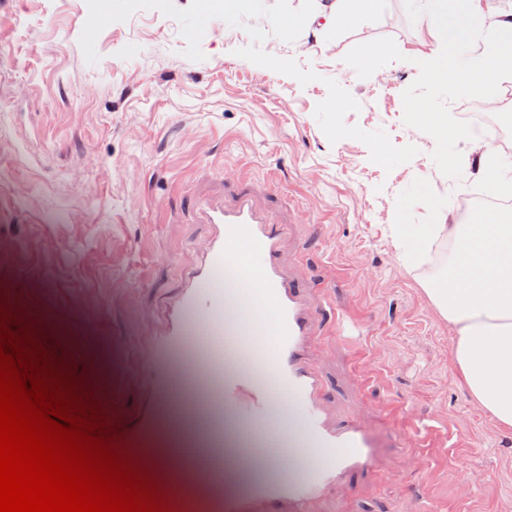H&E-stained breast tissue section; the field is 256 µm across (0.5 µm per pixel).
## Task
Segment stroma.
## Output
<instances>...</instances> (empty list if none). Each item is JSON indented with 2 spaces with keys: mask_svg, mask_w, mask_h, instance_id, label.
I'll return each instance as SVG.
<instances>
[{
  "mask_svg": "<svg viewBox=\"0 0 512 512\" xmlns=\"http://www.w3.org/2000/svg\"><path fill=\"white\" fill-rule=\"evenodd\" d=\"M88 14L86 0H0V240L16 250L0 256V300L99 406L135 420L134 351L161 333L183 260L210 233L193 199L230 207L251 189L287 228L280 264L309 311L328 300L363 326L355 341L324 329L309 354L330 422L357 423L371 444L370 466L315 512H512V431L460 383L448 323L390 231L399 207L410 224L478 213L465 199L487 188L482 154L512 156V78L485 87L502 100L491 139L463 119L475 96L421 78L433 38L419 0H382L344 27L320 20L292 42L268 34L264 51L317 73L306 85L238 57L252 38L217 18L204 60H190L178 22L156 10L107 25L91 64ZM330 79L360 104L346 125L417 155L388 172L363 142L330 143L314 115ZM435 120L460 133L447 149Z\"/></svg>",
  "mask_w": 512,
  "mask_h": 512,
  "instance_id": "obj_1",
  "label": "stroma"
}]
</instances>
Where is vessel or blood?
<instances>
[{
    "mask_svg": "<svg viewBox=\"0 0 512 512\" xmlns=\"http://www.w3.org/2000/svg\"><path fill=\"white\" fill-rule=\"evenodd\" d=\"M196 211L213 234L184 264L162 337L139 350L149 363L139 419L153 421L163 406L179 412L185 396L170 382L173 370L189 377L194 367L210 368L208 359L183 355L187 340L219 347L215 392L224 420L217 429L201 417L190 424L197 444L224 440V512H312L340 477L369 466L368 440L359 428L326 425L322 382L305 363L316 326L277 260L282 225L260 216L245 194L231 208L200 199ZM244 448L265 454L246 460Z\"/></svg>",
    "mask_w": 512,
    "mask_h": 512,
    "instance_id": "vessel-or-blood-1",
    "label": "vessel or blood"
}]
</instances>
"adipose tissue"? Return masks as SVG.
<instances>
[{"mask_svg": "<svg viewBox=\"0 0 512 512\" xmlns=\"http://www.w3.org/2000/svg\"><path fill=\"white\" fill-rule=\"evenodd\" d=\"M433 49L421 75L476 92L512 72V13L486 19L484 0H424ZM396 244L429 271L423 290L453 336L449 359L473 403L512 430V220L486 211L467 224H410L396 210Z\"/></svg>", "mask_w": 512, "mask_h": 512, "instance_id": "ef3b65f1", "label": "adipose tissue"}]
</instances>
